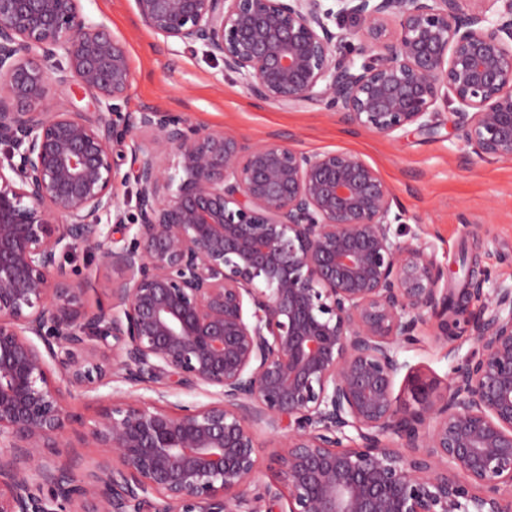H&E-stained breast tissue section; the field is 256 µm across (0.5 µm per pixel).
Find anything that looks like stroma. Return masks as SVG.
<instances>
[{
	"label": "stroma",
	"instance_id": "obj_1",
	"mask_svg": "<svg viewBox=\"0 0 512 512\" xmlns=\"http://www.w3.org/2000/svg\"><path fill=\"white\" fill-rule=\"evenodd\" d=\"M86 14L125 41L133 70L127 111L146 106L183 113L211 131L231 129L312 153L346 150L379 171L405 211L409 233L432 244L439 262L460 268L463 255L512 279V160H482L463 142L453 109L438 102L433 133L387 137L344 124L321 103L282 109L255 100L222 61L164 49L141 26L133 0H83ZM473 349L462 339L401 351L412 368L446 379Z\"/></svg>",
	"mask_w": 512,
	"mask_h": 512
}]
</instances>
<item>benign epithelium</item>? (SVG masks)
Wrapping results in <instances>:
<instances>
[{
	"label": "benign epithelium",
	"instance_id": "benign-epithelium-1",
	"mask_svg": "<svg viewBox=\"0 0 512 512\" xmlns=\"http://www.w3.org/2000/svg\"><path fill=\"white\" fill-rule=\"evenodd\" d=\"M465 2L134 0L265 103L392 136L445 99L473 154L512 159V0ZM55 72L99 111L56 110ZM132 81L82 0H0V512H512V283L448 287L359 155L125 112ZM426 332L476 346L444 383L400 358ZM102 388L87 461L68 401Z\"/></svg>",
	"mask_w": 512,
	"mask_h": 512
}]
</instances>
